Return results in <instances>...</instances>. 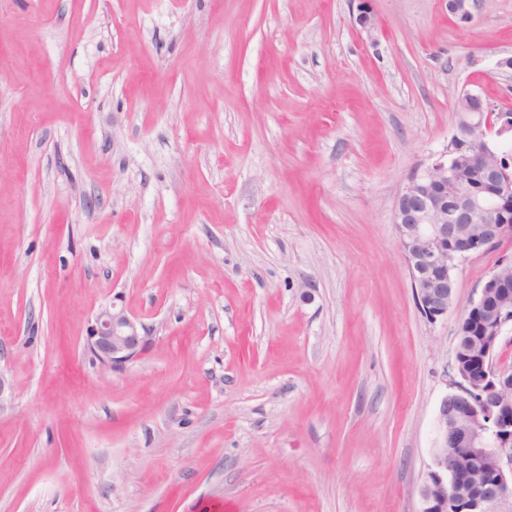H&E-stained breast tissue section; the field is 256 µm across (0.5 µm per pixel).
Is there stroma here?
I'll list each match as a JSON object with an SVG mask.
<instances>
[{
    "label": "stroma",
    "mask_w": 512,
    "mask_h": 512,
    "mask_svg": "<svg viewBox=\"0 0 512 512\" xmlns=\"http://www.w3.org/2000/svg\"><path fill=\"white\" fill-rule=\"evenodd\" d=\"M0 0V512H420L461 319L393 207L466 91L512 110V0ZM117 304L149 340L102 372ZM147 337L143 323L112 304L95 314L86 349L102 370L112 371L134 361L143 351Z\"/></svg>",
    "instance_id": "35a3bbf8"
}]
</instances>
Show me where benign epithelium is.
Here are the masks:
<instances>
[{"instance_id":"1","label":"benign epithelium","mask_w":512,"mask_h":512,"mask_svg":"<svg viewBox=\"0 0 512 512\" xmlns=\"http://www.w3.org/2000/svg\"><path fill=\"white\" fill-rule=\"evenodd\" d=\"M371 0H357L356 24L373 35ZM479 0H448V12L461 22L473 17ZM512 132V113H493L480 95L458 99L453 140L458 160L488 188L469 192L460 182L454 159L439 160L412 174L397 194L393 225L419 308L432 319L452 305L456 262L484 254L512 239V154L493 145ZM512 262L499 258L483 282L475 306L504 285L502 272ZM512 310L487 320L486 347L469 360L464 383L453 399H442L432 464L420 489L421 512H512V365L500 361L498 348ZM147 329L137 318L110 305L98 311L86 349L104 371L134 361L143 351ZM461 448L471 466L456 458Z\"/></svg>"}]
</instances>
